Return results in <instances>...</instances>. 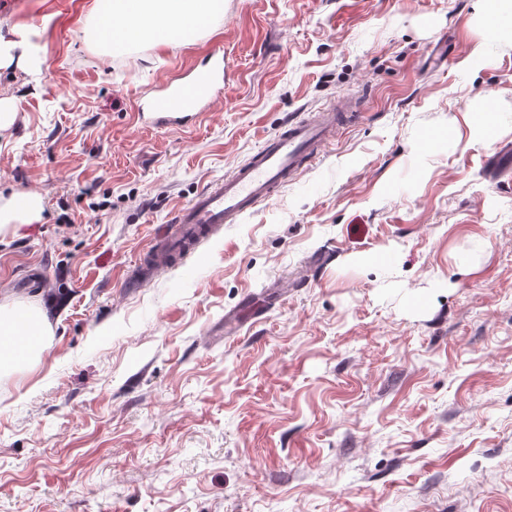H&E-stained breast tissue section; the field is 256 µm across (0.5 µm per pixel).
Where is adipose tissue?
I'll return each mask as SVG.
<instances>
[{"instance_id":"ef3b65f1","label":"adipose tissue","mask_w":512,"mask_h":512,"mask_svg":"<svg viewBox=\"0 0 512 512\" xmlns=\"http://www.w3.org/2000/svg\"><path fill=\"white\" fill-rule=\"evenodd\" d=\"M224 10V0H95L96 17L107 20L101 34L105 47L128 34L152 36L164 31L186 35L205 18L214 19ZM49 326L46 312L38 307H0V371L15 367V345L24 340L36 352Z\"/></svg>"}]
</instances>
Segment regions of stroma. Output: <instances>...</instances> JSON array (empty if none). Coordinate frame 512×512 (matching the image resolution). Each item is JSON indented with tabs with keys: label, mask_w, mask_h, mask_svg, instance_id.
Wrapping results in <instances>:
<instances>
[{
	"label": "stroma",
	"mask_w": 512,
	"mask_h": 512,
	"mask_svg": "<svg viewBox=\"0 0 512 512\" xmlns=\"http://www.w3.org/2000/svg\"><path fill=\"white\" fill-rule=\"evenodd\" d=\"M490 0H224L105 53L93 0H0V512H512V34ZM185 128L136 112L212 51ZM361 115L202 258L136 273L172 211L287 117ZM331 260H323L325 247ZM241 317L236 335L224 316ZM22 199V203L12 199L0 205V229L8 224H28L39 218L43 209L41 197L25 194ZM48 326V316L41 308L24 306L19 310L0 306V372L16 366L15 345L18 336H22L33 355Z\"/></svg>",
	"instance_id": "stroma-1"
}]
</instances>
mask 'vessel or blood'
Returning a JSON list of instances; mask_svg holds the SVG:
<instances>
[{"mask_svg": "<svg viewBox=\"0 0 512 512\" xmlns=\"http://www.w3.org/2000/svg\"><path fill=\"white\" fill-rule=\"evenodd\" d=\"M225 69L223 53H213L204 65L168 82L141 104L139 120L155 127H184L196 122L215 94L223 90ZM357 116L356 107L342 99L330 108L289 118L277 135L266 139L231 175L179 206L170 235L158 238L143 255V262L165 269L194 253L222 225L236 223L295 178L321 155L336 129Z\"/></svg>", "mask_w": 512, "mask_h": 512, "instance_id": "1", "label": "vessel or blood"}]
</instances>
